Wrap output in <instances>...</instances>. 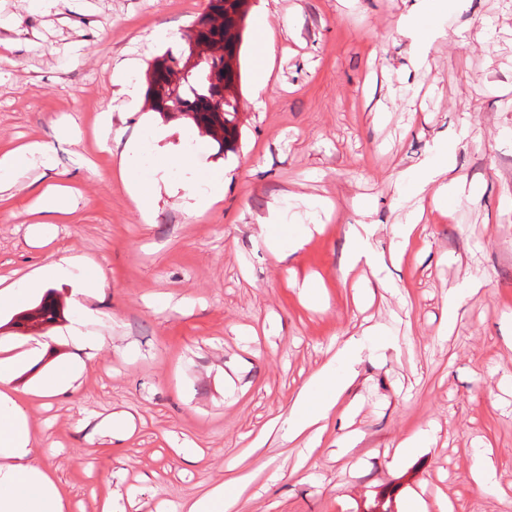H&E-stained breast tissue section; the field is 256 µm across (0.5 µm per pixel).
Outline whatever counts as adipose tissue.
<instances>
[{
	"label": "adipose tissue",
	"instance_id": "1",
	"mask_svg": "<svg viewBox=\"0 0 512 512\" xmlns=\"http://www.w3.org/2000/svg\"><path fill=\"white\" fill-rule=\"evenodd\" d=\"M457 147L454 140L440 143L435 155L421 162L417 171L404 180L403 192L414 197L429 189L435 204L447 205L449 196L459 191L460 178L449 161ZM202 167L201 158L190 155L181 160L179 186L193 199L194 210L198 213L223 198V174L214 175L210 191L200 190ZM51 279L70 280L81 294L106 284L105 277L87 278L76 261L62 257L27 274L22 285L34 293ZM371 339L381 344L389 341L388 335L378 327L365 331L362 338L347 340L334 358L310 378L287 413L271 421V429L287 441L303 436L309 443H317L339 401L352 387L357 376L355 367ZM12 362V357L0 358V512H63L62 490L55 477L34 463V451L42 447L43 442L32 434L24 402L15 397L10 388ZM248 483L249 477L245 474L225 481L196 500L190 512H236Z\"/></svg>",
	"mask_w": 512,
	"mask_h": 512
}]
</instances>
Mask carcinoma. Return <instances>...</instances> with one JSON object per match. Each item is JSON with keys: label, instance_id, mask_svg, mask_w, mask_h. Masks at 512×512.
Returning <instances> with one entry per match:
<instances>
[{"label": "carcinoma", "instance_id": "obj_1", "mask_svg": "<svg viewBox=\"0 0 512 512\" xmlns=\"http://www.w3.org/2000/svg\"><path fill=\"white\" fill-rule=\"evenodd\" d=\"M223 22L212 23L210 15L201 16L188 39L205 43H224L229 54L239 56L241 32L246 17L247 0H218ZM180 58L169 53L157 58L148 75L147 92L152 101V110L159 113L181 112L189 116L198 127L212 135H222L224 149L233 150L231 144L237 139L235 123L237 99L224 101L223 110L213 106V101L224 97L240 74L224 59L214 60L204 69H192L188 76L182 75Z\"/></svg>", "mask_w": 512, "mask_h": 512}]
</instances>
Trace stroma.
Listing matches in <instances>:
<instances>
[{"label": "stroma", "mask_w": 512, "mask_h": 512, "mask_svg": "<svg viewBox=\"0 0 512 512\" xmlns=\"http://www.w3.org/2000/svg\"><path fill=\"white\" fill-rule=\"evenodd\" d=\"M208 2L60 0L47 14L36 0H0V154L52 146L50 161L21 158V183L0 190V280L61 255L107 275L93 297L49 284L54 323L22 320L37 294L18 292L0 312L1 343L47 344L12 386L46 443L35 463L59 480L64 512H98L109 494L118 512H183L239 472L252 477L242 512H371L381 495L391 512L415 495L430 505L447 496L455 512H512V0H249L248 22L266 20L274 57L255 96L244 39L236 149L201 140L202 158L225 170L224 197L197 215L164 193L146 219L99 118L111 113L113 129L140 144L141 175L180 145L189 122L144 99L122 110L114 77L133 57L144 83ZM430 9L445 34L418 69L397 26ZM161 25L171 39L157 44ZM464 128L452 162L473 197L427 209L418 238L388 264L403 297L380 290L357 308V286L374 278L364 265L342 275L349 226L368 220L375 248L390 252L389 227L410 207L397 183ZM58 181L68 205L44 217L37 188ZM317 199L333 208L312 220ZM275 207L304 240L282 261L257 224ZM475 277L482 288L445 331L449 289ZM376 325L392 342L364 351L320 445L273 435L250 451L336 348ZM65 367L76 389L35 396ZM425 429L432 441L395 460L397 443ZM347 431L360 440L340 457ZM479 448L496 461L497 493L470 481Z\"/></svg>", "instance_id": "1"}]
</instances>
